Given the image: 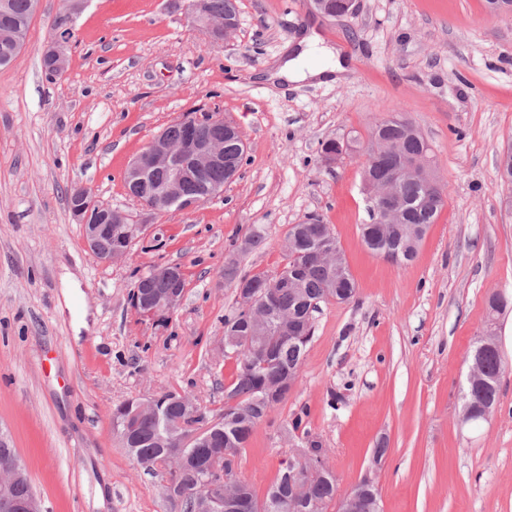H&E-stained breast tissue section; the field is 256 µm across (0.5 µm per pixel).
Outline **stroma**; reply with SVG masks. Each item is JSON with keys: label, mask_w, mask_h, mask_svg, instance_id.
Instances as JSON below:
<instances>
[{"label": "stroma", "mask_w": 512, "mask_h": 512, "mask_svg": "<svg viewBox=\"0 0 512 512\" xmlns=\"http://www.w3.org/2000/svg\"><path fill=\"white\" fill-rule=\"evenodd\" d=\"M356 2L354 15L326 20L310 0H236V33L212 44L185 0H89L68 67L50 78L43 52L65 4L39 0L23 47L0 67V432L45 512H171L161 478L113 432L112 408L175 392L222 409L235 376L224 318L236 308L224 265L276 275L290 225L311 215L330 224L357 294L315 313L298 382L255 428L242 475L264 495L309 437L327 448L340 490L374 478L383 512H512V365L489 420L460 422L488 300H512L511 191L498 178L512 143V15H489L484 0ZM310 31L339 49L344 77L266 80ZM191 112L239 129L243 165L195 213H148L124 170ZM393 114L428 142L446 186L406 266L361 241L362 157H321L325 141L367 137ZM74 184L145 224L127 258L104 264L86 249L68 205ZM255 231L260 244L244 249ZM163 265L180 266L186 288L157 322L129 294ZM67 273L81 295L64 311ZM83 317L90 328L75 334Z\"/></svg>", "instance_id": "stroma-1"}]
</instances>
